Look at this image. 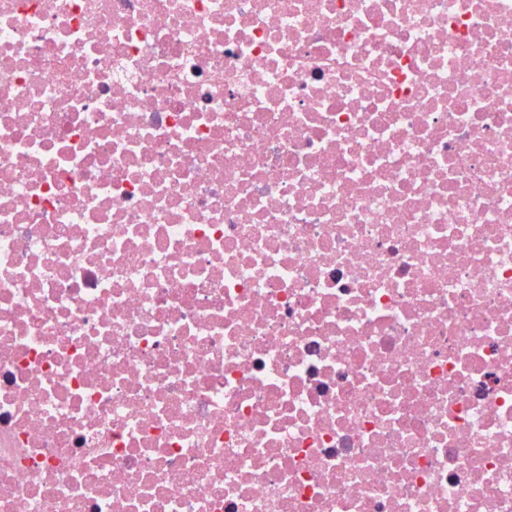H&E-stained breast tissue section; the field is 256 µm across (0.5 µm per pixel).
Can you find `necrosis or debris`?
Wrapping results in <instances>:
<instances>
[{
  "label": "necrosis or debris",
  "instance_id": "1",
  "mask_svg": "<svg viewBox=\"0 0 512 512\" xmlns=\"http://www.w3.org/2000/svg\"><path fill=\"white\" fill-rule=\"evenodd\" d=\"M0 512H512V0H0Z\"/></svg>",
  "mask_w": 512,
  "mask_h": 512
}]
</instances>
